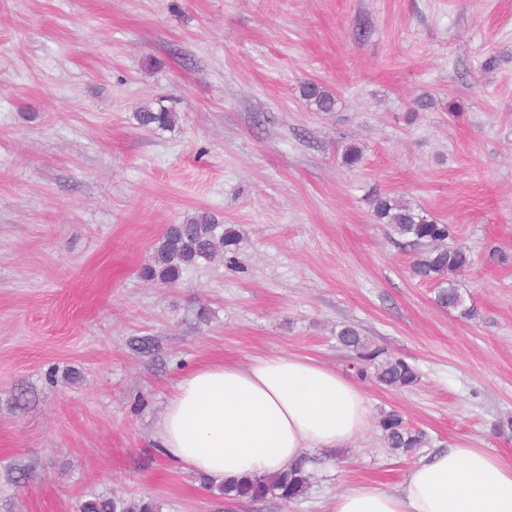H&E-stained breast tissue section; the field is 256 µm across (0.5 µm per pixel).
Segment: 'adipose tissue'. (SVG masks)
I'll list each match as a JSON object with an SVG mask.
<instances>
[{
  "label": "adipose tissue",
  "mask_w": 512,
  "mask_h": 512,
  "mask_svg": "<svg viewBox=\"0 0 512 512\" xmlns=\"http://www.w3.org/2000/svg\"><path fill=\"white\" fill-rule=\"evenodd\" d=\"M363 390L315 360L273 354L198 365L175 385L160 446L192 470L232 481L277 474L314 450L351 446L369 427ZM329 512H512V459L484 448H442L386 490L361 482Z\"/></svg>",
  "instance_id": "1"
}]
</instances>
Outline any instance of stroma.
Segmentation results:
<instances>
[{"mask_svg":"<svg viewBox=\"0 0 512 512\" xmlns=\"http://www.w3.org/2000/svg\"><path fill=\"white\" fill-rule=\"evenodd\" d=\"M307 81L333 111L302 99ZM156 104L172 128L138 126ZM374 190L453 225L475 318L411 277ZM200 210L239 248L144 279L168 225ZM493 248L512 253V0H0V512L94 493L328 512L437 448L511 457L512 264ZM344 324L419 381L361 380L369 428L316 452L304 495L230 502L165 456L183 373L286 353L349 376ZM392 410L425 433L416 455L385 447ZM301 96L320 112L333 111L336 106V97L316 82H304Z\"/></svg>","mask_w":512,"mask_h":512,"instance_id":"1","label":"stroma"}]
</instances>
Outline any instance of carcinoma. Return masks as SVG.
Returning a JSON list of instances; mask_svg holds the SVG:
<instances>
[{
    "label": "carcinoma",
    "mask_w": 512,
    "mask_h": 512,
    "mask_svg": "<svg viewBox=\"0 0 512 512\" xmlns=\"http://www.w3.org/2000/svg\"><path fill=\"white\" fill-rule=\"evenodd\" d=\"M301 96L319 112H331L336 106V97L316 82L303 83ZM135 119L144 129H164L178 121V114L165 107L145 106L136 112ZM362 159L363 151L355 144L345 146L341 154L342 164L348 168L358 166ZM369 204L375 220L386 225L390 234L406 238L416 247L410 263L411 276L434 288L436 305L458 311L465 318L474 316L472 308L463 307L458 288V278L471 266L472 259L469 250L454 242L452 225L422 215L386 193L371 194ZM239 242L234 230L221 229L214 216L201 211L182 224L169 225L152 261L142 268L141 275L163 284L175 283L183 271L198 260L211 257L220 247H236ZM337 339L355 352L361 377H366L368 368L372 367L376 381L390 388L411 387L418 382L417 372L407 362L400 359L378 361L381 351L367 344L355 326H341ZM380 427L386 447L394 452L408 454L421 447L424 441V433L409 426L395 411L382 415ZM309 479L305 466L298 465L276 475L245 476L219 486V490L232 500L259 501L274 496L290 501L306 491ZM80 512H161V508L150 496L126 500L97 495L85 500Z\"/></svg>",
    "instance_id": "carcinoma-1"
}]
</instances>
